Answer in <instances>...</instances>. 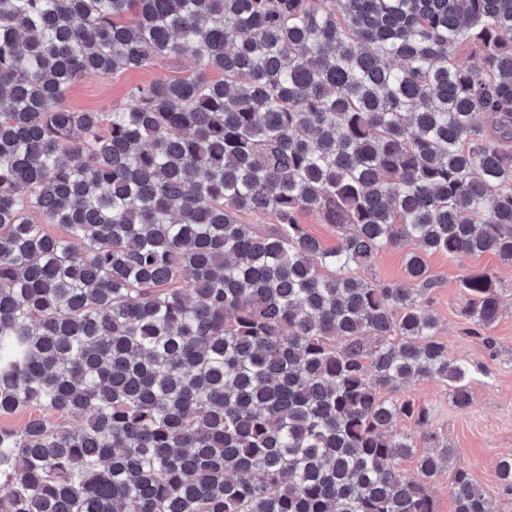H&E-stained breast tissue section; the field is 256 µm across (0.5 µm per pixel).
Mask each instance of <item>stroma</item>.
<instances>
[{"label":"stroma","mask_w":512,"mask_h":512,"mask_svg":"<svg viewBox=\"0 0 512 512\" xmlns=\"http://www.w3.org/2000/svg\"><path fill=\"white\" fill-rule=\"evenodd\" d=\"M196 68L191 56L155 67L120 72L108 77L83 75L74 82L66 97V107L76 110L108 112L123 105L129 90L160 78L190 75ZM427 263L442 278V286L432 296V309L439 318L438 339L449 355L464 360L471 371L473 404L455 408L444 383L420 381L403 387V397L429 408L437 431L455 448L457 458L484 488L489 512H512V494L497 487L499 460L512 455V264L486 253L475 257L448 258L435 253ZM467 270L493 272L504 284L502 315L490 331L491 343L468 335L465 315L467 296L459 284Z\"/></svg>","instance_id":"obj_1"}]
</instances>
